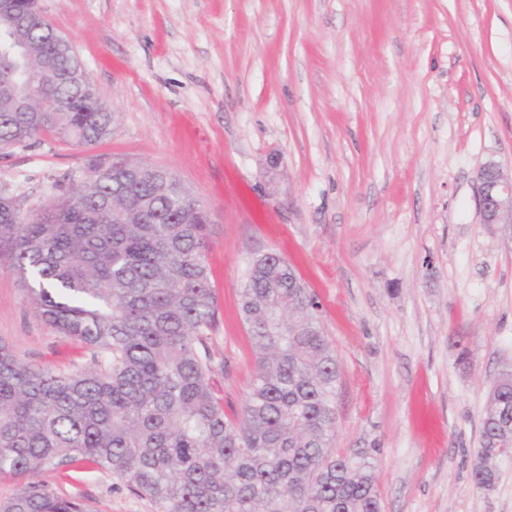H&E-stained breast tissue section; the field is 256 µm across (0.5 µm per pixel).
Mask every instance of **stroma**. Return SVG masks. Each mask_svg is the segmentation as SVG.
Segmentation results:
<instances>
[{
  "mask_svg": "<svg viewBox=\"0 0 512 512\" xmlns=\"http://www.w3.org/2000/svg\"><path fill=\"white\" fill-rule=\"evenodd\" d=\"M117 120L87 147L0 151V195L39 214L91 161L177 175L213 226L212 386L241 409L256 356L250 259L275 251L341 364L337 451L373 450L382 512H512V465L471 480L489 390L512 364V235L478 173L512 166V0H39ZM0 250V338L51 369L81 344L42 321ZM92 512H156L117 478L38 475Z\"/></svg>",
  "mask_w": 512,
  "mask_h": 512,
  "instance_id": "stroma-1",
  "label": "stroma"
}]
</instances>
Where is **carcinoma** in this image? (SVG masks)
<instances>
[{
	"label": "carcinoma",
	"mask_w": 512,
	"mask_h": 512,
	"mask_svg": "<svg viewBox=\"0 0 512 512\" xmlns=\"http://www.w3.org/2000/svg\"><path fill=\"white\" fill-rule=\"evenodd\" d=\"M0 33L42 61L32 71L0 45V76L38 88L32 111L0 96V149L52 135L92 146L114 112L39 0H14ZM97 168L69 182L33 221L0 197V244L39 317L87 347L88 368L54 371L0 340V478L26 477L0 512H89L37 480L46 466L111 474L156 512H381L374 458L333 450L340 363L295 268L252 258L240 311L257 356L238 415L211 376L218 305L206 261L212 224L171 172ZM512 369L488 394L471 478L480 489L512 462Z\"/></svg>",
	"instance_id": "1"
}]
</instances>
